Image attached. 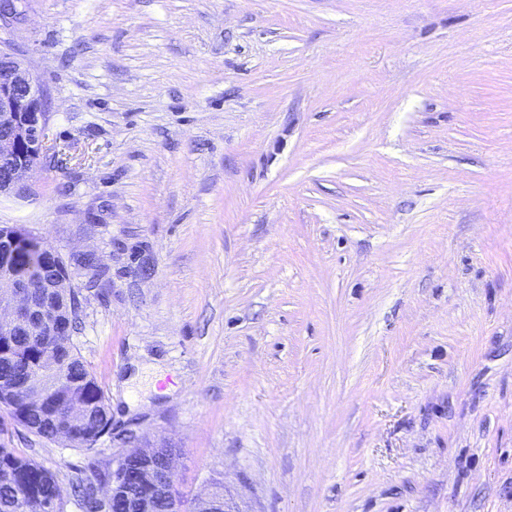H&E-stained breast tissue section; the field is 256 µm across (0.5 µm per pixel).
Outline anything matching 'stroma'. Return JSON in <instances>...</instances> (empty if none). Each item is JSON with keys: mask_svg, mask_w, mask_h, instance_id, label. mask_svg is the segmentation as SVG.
<instances>
[{"mask_svg": "<svg viewBox=\"0 0 512 512\" xmlns=\"http://www.w3.org/2000/svg\"><path fill=\"white\" fill-rule=\"evenodd\" d=\"M29 193L112 432L241 512H512V0H15ZM64 512L95 457L9 430Z\"/></svg>", "mask_w": 512, "mask_h": 512, "instance_id": "35a3bbf8", "label": "stroma"}]
</instances>
